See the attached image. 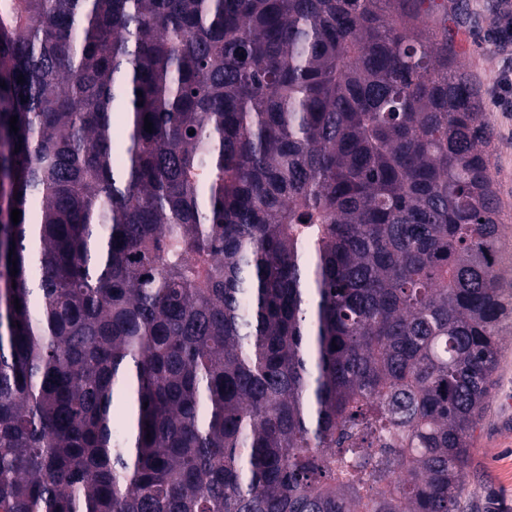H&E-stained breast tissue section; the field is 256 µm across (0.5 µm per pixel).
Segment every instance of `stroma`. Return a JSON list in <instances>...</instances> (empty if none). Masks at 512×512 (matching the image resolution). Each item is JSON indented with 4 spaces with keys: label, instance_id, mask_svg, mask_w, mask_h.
Segmentation results:
<instances>
[{
    "label": "stroma",
    "instance_id": "stroma-1",
    "mask_svg": "<svg viewBox=\"0 0 512 512\" xmlns=\"http://www.w3.org/2000/svg\"><path fill=\"white\" fill-rule=\"evenodd\" d=\"M512 0H444L438 16L447 26L466 71L477 83L493 133L491 168L503 227L504 288L512 296V112L497 103L499 75L512 74V44L500 46L494 22ZM457 512H512V319L503 327L494 383L468 443Z\"/></svg>",
    "mask_w": 512,
    "mask_h": 512
}]
</instances>
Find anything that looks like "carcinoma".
Returning <instances> with one entry per match:
<instances>
[{"mask_svg":"<svg viewBox=\"0 0 512 512\" xmlns=\"http://www.w3.org/2000/svg\"><path fill=\"white\" fill-rule=\"evenodd\" d=\"M441 8L0 0V512H454L512 304Z\"/></svg>","mask_w":512,"mask_h":512,"instance_id":"carcinoma-1","label":"carcinoma"}]
</instances>
